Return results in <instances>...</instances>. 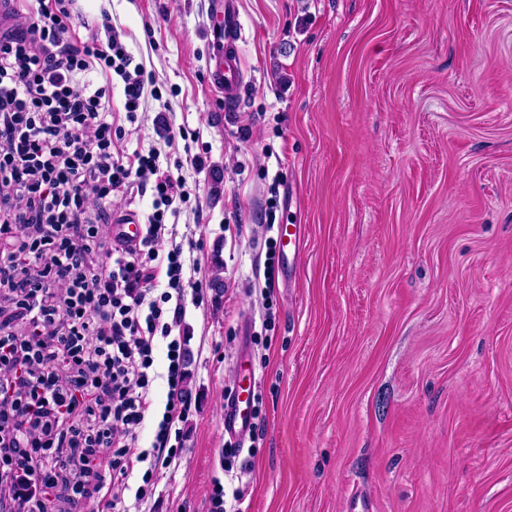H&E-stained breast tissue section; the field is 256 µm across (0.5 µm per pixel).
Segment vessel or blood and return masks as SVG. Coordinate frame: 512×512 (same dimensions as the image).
Here are the masks:
<instances>
[{"label": "vessel or blood", "instance_id": "obj_1", "mask_svg": "<svg viewBox=\"0 0 512 512\" xmlns=\"http://www.w3.org/2000/svg\"><path fill=\"white\" fill-rule=\"evenodd\" d=\"M210 34L214 41L222 42L223 54L217 60L213 79L224 94L225 110H233L239 105L244 74L238 49L240 26L237 0H224L220 20L212 26ZM113 235L119 236L127 245H135L141 238L142 226L135 213L113 216ZM253 376H246L237 383L233 396L224 403V433L231 440H242L250 435L253 426L251 399L253 396Z\"/></svg>", "mask_w": 512, "mask_h": 512}]
</instances>
